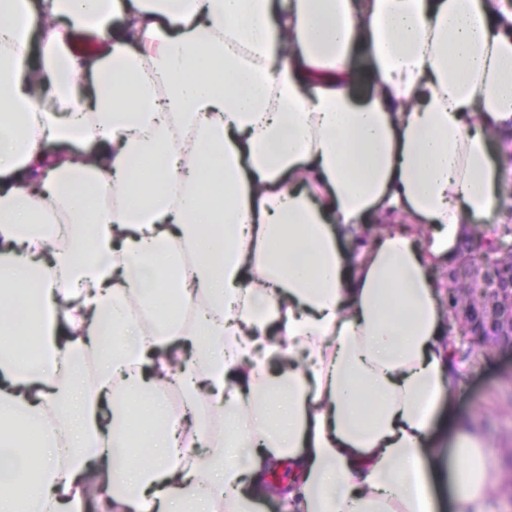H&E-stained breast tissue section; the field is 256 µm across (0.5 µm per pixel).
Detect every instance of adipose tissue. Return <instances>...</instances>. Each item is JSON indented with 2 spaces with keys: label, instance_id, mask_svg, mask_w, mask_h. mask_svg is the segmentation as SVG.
I'll return each instance as SVG.
<instances>
[{
  "label": "adipose tissue",
  "instance_id": "obj_1",
  "mask_svg": "<svg viewBox=\"0 0 512 512\" xmlns=\"http://www.w3.org/2000/svg\"><path fill=\"white\" fill-rule=\"evenodd\" d=\"M510 129L512 0H0V512H490L430 265Z\"/></svg>",
  "mask_w": 512,
  "mask_h": 512
}]
</instances>
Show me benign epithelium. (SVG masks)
Instances as JSON below:
<instances>
[{
	"mask_svg": "<svg viewBox=\"0 0 512 512\" xmlns=\"http://www.w3.org/2000/svg\"><path fill=\"white\" fill-rule=\"evenodd\" d=\"M476 274L485 283L489 304L479 310L451 308L460 335L512 349V267L498 262L474 263L471 254L462 250L456 264L448 269V287Z\"/></svg>",
	"mask_w": 512,
	"mask_h": 512,
	"instance_id": "benign-epithelium-1",
	"label": "benign epithelium"
}]
</instances>
